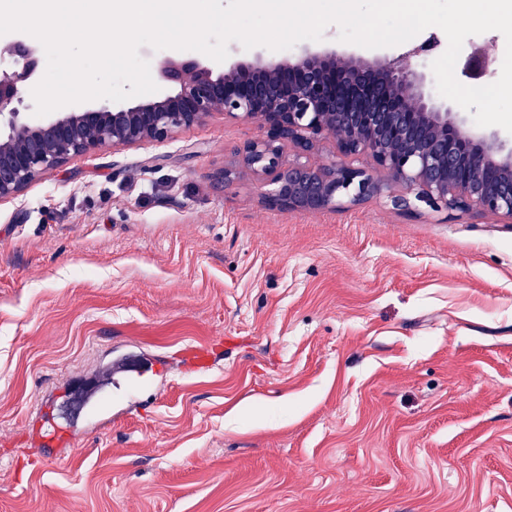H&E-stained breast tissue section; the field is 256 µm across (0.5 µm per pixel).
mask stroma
Returning a JSON list of instances; mask_svg holds the SVG:
<instances>
[{
  "mask_svg": "<svg viewBox=\"0 0 512 512\" xmlns=\"http://www.w3.org/2000/svg\"><path fill=\"white\" fill-rule=\"evenodd\" d=\"M338 35L213 69L403 51ZM259 133L216 113L0 200V512H512V223L267 208L214 178Z\"/></svg>",
  "mask_w": 512,
  "mask_h": 512,
  "instance_id": "1",
  "label": "stroma"
}]
</instances>
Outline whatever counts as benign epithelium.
Segmentation results:
<instances>
[{
	"label": "benign epithelium",
	"mask_w": 512,
	"mask_h": 512,
	"mask_svg": "<svg viewBox=\"0 0 512 512\" xmlns=\"http://www.w3.org/2000/svg\"><path fill=\"white\" fill-rule=\"evenodd\" d=\"M429 50L423 44L376 65L305 53L289 62L239 64L218 75L195 59L167 58L161 73L177 84L173 94L119 110L34 119L17 104L21 89L35 79L36 49L21 39L0 43V200L74 155L162 141L222 113L261 129L220 172L224 187L242 178L266 185L262 202L271 209L314 214L385 197L408 216L424 205L450 219L475 211L512 223V148L495 134L476 135L459 113L435 106L426 75L412 63ZM486 69L484 52L470 56V78ZM325 144L337 158L307 161ZM361 155L367 165L347 162ZM394 185L402 193L391 192Z\"/></svg>",
	"instance_id": "benign-epithelium-1"
}]
</instances>
